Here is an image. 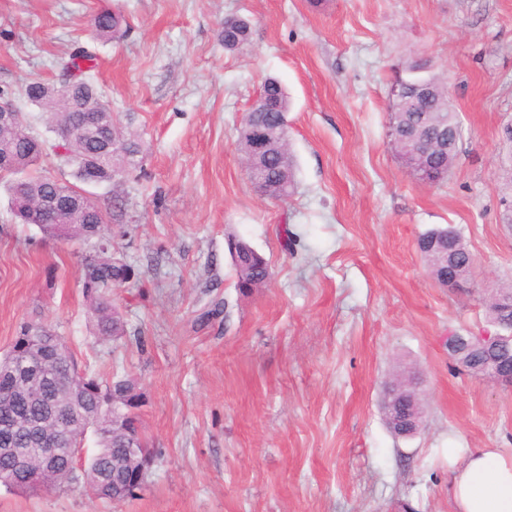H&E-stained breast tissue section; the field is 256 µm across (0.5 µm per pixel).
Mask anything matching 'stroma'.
<instances>
[{"label": "stroma", "mask_w": 512, "mask_h": 512, "mask_svg": "<svg viewBox=\"0 0 512 512\" xmlns=\"http://www.w3.org/2000/svg\"><path fill=\"white\" fill-rule=\"evenodd\" d=\"M121 15L118 39L91 17ZM250 38L224 49L225 18ZM79 45L114 116L143 144L140 167L94 196L113 209L112 250L135 269L112 296L118 340L94 336L80 283L86 248L15 221L0 189V354L19 326L65 337L79 368L133 378L157 458L136 497L81 485L0 487V512H454L448 451H512V390L469 376L449 333L489 328L484 299L512 283L500 169L512 148V0H0V89L34 131L29 79L50 81ZM450 78L463 123L447 178L421 183L390 144L389 90L412 61ZM290 98L296 190L256 193L234 149L265 79ZM454 225L476 260L440 287L417 248ZM270 262L240 295L225 246ZM422 379L424 416L394 436L383 386Z\"/></svg>", "instance_id": "1"}]
</instances>
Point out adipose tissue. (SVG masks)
<instances>
[{
  "label": "adipose tissue",
  "instance_id": "adipose-tissue-1",
  "mask_svg": "<svg viewBox=\"0 0 512 512\" xmlns=\"http://www.w3.org/2000/svg\"><path fill=\"white\" fill-rule=\"evenodd\" d=\"M455 512H512V453L499 448L448 451Z\"/></svg>",
  "mask_w": 512,
  "mask_h": 512
}]
</instances>
